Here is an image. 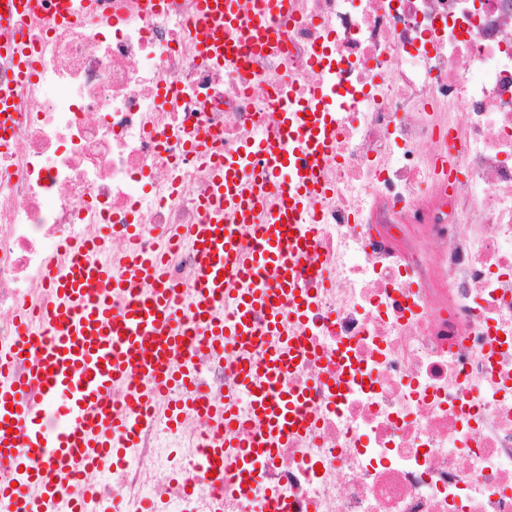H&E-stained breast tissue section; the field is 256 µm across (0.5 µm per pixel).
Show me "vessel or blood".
<instances>
[{
  "label": "vessel or blood",
  "mask_w": 512,
  "mask_h": 512,
  "mask_svg": "<svg viewBox=\"0 0 512 512\" xmlns=\"http://www.w3.org/2000/svg\"><path fill=\"white\" fill-rule=\"evenodd\" d=\"M288 6L289 0H251L246 7L241 0H198L201 51L239 69L232 45L269 47L272 18ZM41 7V0H0V32L14 43L20 79L30 65L24 22ZM279 98L277 128L287 142L265 135L212 167L208 216L188 230L198 258L196 292L188 304L177 301L156 256H131L119 273L102 243L74 241L65 247L66 263L51 262L52 297L43 321L20 316L19 342L0 351V468L18 474L16 486H0L6 512H51L69 497L79 470L104 468L132 445L137 422L171 385L187 392L172 402L171 420L194 408L216 425L234 428L235 393L212 400L199 391L190 341L195 333L212 349L229 344L239 354L241 387L251 391L264 421L260 445L246 452L276 447L303 430L302 395L274 387L300 359L288 319L306 315L309 294L298 266L311 250L312 211L324 189L325 162L335 151L338 117L318 84L302 98L285 82ZM16 110L10 89L0 87V141L9 140ZM246 226L258 232L245 248L240 233ZM131 291L134 301L115 310L113 299ZM228 293L235 299L229 320L222 312ZM186 309L193 314L189 324L182 317ZM259 312L265 315L260 326L254 322ZM22 357L29 368L14 375L12 364ZM116 387L128 390L120 408L104 402ZM51 410L63 422L50 431L45 420ZM208 454L218 470L243 455L224 441Z\"/></svg>",
  "instance_id": "obj_1"
}]
</instances>
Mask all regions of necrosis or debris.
I'll return each instance as SVG.
<instances>
[{"label": "necrosis or debris", "mask_w": 512, "mask_h": 512, "mask_svg": "<svg viewBox=\"0 0 512 512\" xmlns=\"http://www.w3.org/2000/svg\"><path fill=\"white\" fill-rule=\"evenodd\" d=\"M129 0L85 25L27 21L35 63L0 146V349L14 311L49 302L45 268L109 229L107 254L164 251L183 298L186 243L210 192L184 138L231 154L274 133L278 85L325 82L342 114L299 275L305 356L279 386L309 426L254 462L261 482L210 474L214 428L168 420L92 475L83 512H512V0H294L278 46L241 72L196 49V0ZM212 396L231 354H200Z\"/></svg>", "instance_id": "obj_1"}]
</instances>
